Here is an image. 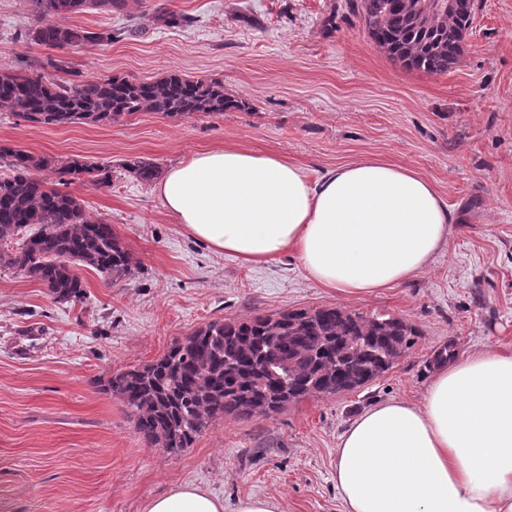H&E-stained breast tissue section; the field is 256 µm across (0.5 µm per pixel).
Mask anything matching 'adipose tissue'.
Wrapping results in <instances>:
<instances>
[{"instance_id": "ef3b65f1", "label": "adipose tissue", "mask_w": 512, "mask_h": 512, "mask_svg": "<svg viewBox=\"0 0 512 512\" xmlns=\"http://www.w3.org/2000/svg\"><path fill=\"white\" fill-rule=\"evenodd\" d=\"M156 192L214 253L256 265L292 250L311 280L345 295L424 270L453 222L427 179L373 155L313 180L284 155L227 145L173 165ZM334 480L343 512H512V353L456 358L422 404L365 411L339 438ZM145 512H224V503L182 484Z\"/></svg>"}]
</instances>
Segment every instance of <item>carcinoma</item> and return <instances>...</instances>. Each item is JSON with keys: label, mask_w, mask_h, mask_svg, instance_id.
I'll list each match as a JSON object with an SVG mask.
<instances>
[{"label": "carcinoma", "mask_w": 512, "mask_h": 512, "mask_svg": "<svg viewBox=\"0 0 512 512\" xmlns=\"http://www.w3.org/2000/svg\"><path fill=\"white\" fill-rule=\"evenodd\" d=\"M418 0H349L371 40L409 70L448 72L463 54V37L474 8L415 17ZM94 5L123 9L127 0H29L35 25L31 42L64 48L112 34L91 33L52 22ZM0 105L37 124H110L136 112L169 118L216 115L246 106L224 95V83L190 81L172 71L159 80L84 77L55 81L41 71L0 72ZM0 266L15 268L44 285L58 302L79 300L76 273L92 267L112 283L130 278L137 261L112 225L93 220L81 201L60 190L88 179L112 183V168L83 157L33 155L0 145ZM126 168L151 183L159 167L131 160ZM47 172L52 181L33 172ZM416 330L390 314H364L340 307L293 309L275 314L213 320L175 342L155 361L122 370L108 382L135 420L136 433L151 445L178 454L214 422L285 409L302 398L335 396L364 387L392 369ZM293 359L284 366L282 356Z\"/></svg>", "instance_id": "1"}]
</instances>
